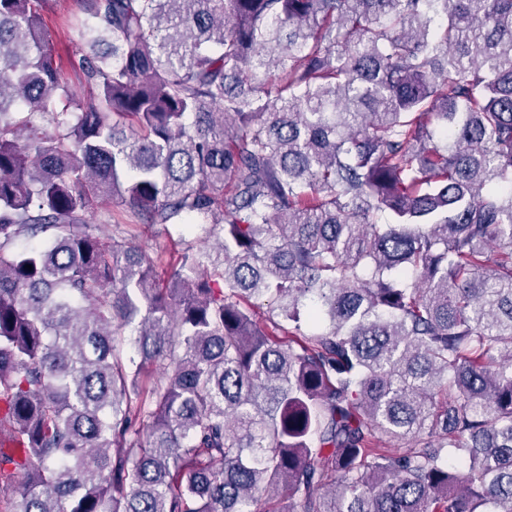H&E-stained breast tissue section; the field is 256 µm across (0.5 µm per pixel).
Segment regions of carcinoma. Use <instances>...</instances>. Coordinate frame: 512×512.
<instances>
[{
    "mask_svg": "<svg viewBox=\"0 0 512 512\" xmlns=\"http://www.w3.org/2000/svg\"><path fill=\"white\" fill-rule=\"evenodd\" d=\"M79 5L86 103L0 0V512H512V0ZM93 220L102 237L112 238L113 225L122 222V209L115 203L103 206L95 211ZM181 227L182 225L176 224L169 225L168 230L159 225L141 227L134 232L135 237L132 239V245L149 255L166 251L171 245L169 233L176 239Z\"/></svg>",
    "mask_w": 512,
    "mask_h": 512,
    "instance_id": "cac0c4a2",
    "label": "carcinoma"
}]
</instances>
